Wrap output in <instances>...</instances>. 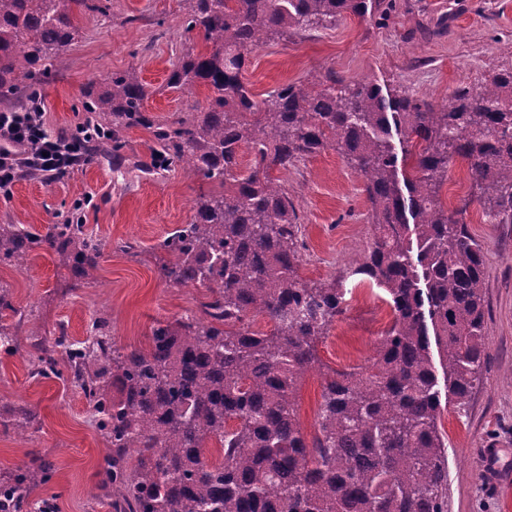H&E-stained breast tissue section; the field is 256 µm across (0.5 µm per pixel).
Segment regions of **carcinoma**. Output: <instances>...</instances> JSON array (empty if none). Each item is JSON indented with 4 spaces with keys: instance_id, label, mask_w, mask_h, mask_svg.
<instances>
[{
    "instance_id": "obj_1",
    "label": "carcinoma",
    "mask_w": 512,
    "mask_h": 512,
    "mask_svg": "<svg viewBox=\"0 0 512 512\" xmlns=\"http://www.w3.org/2000/svg\"><path fill=\"white\" fill-rule=\"evenodd\" d=\"M187 2L185 30L201 34L205 48L183 56L167 87L191 95L203 86L206 105L173 120L151 115L131 67L99 91L89 87L83 108L99 134L90 159L121 169L125 133L141 127L154 141L141 172L180 166L217 185L156 245L170 256L162 266L170 283L208 288V320L158 321L148 349L127 351L102 321L99 338L79 352L63 349V336L52 349L37 347V374L67 377L84 392L108 448L98 489L112 512H446L448 444L430 350L439 348L445 388L463 402L486 366L488 333L482 245L438 189L459 158L485 216L512 224V68L474 92L455 91L446 109L388 99L334 72L257 101L240 79L255 50L290 30L393 3ZM108 10L109 0H0V100L38 93L75 39L76 17ZM393 127L405 137L400 157ZM243 147L255 156L246 170ZM328 148L364 178L373 241L348 275L305 282L302 224L273 172ZM400 159L411 161L413 177L399 180ZM44 245L71 259L81 280L99 269L105 248L79 215L44 234L0 224V265L23 266ZM352 277L382 291L393 320L371 366L325 374L309 440L298 392L318 363V343L345 312ZM253 313L273 330L252 329ZM49 478L44 464L17 468L0 482V512H21Z\"/></svg>"
}]
</instances>
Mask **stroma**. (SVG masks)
<instances>
[{
    "label": "stroma",
    "instance_id": "35a3bbf8",
    "mask_svg": "<svg viewBox=\"0 0 512 512\" xmlns=\"http://www.w3.org/2000/svg\"><path fill=\"white\" fill-rule=\"evenodd\" d=\"M110 17L83 23L79 37L53 63L54 78L40 94L49 134L72 136L83 126V91L93 82L138 68L149 95L147 112L168 119L206 103L207 91H171L167 79L184 54L202 50L198 33L186 32V0H111ZM512 67V0H395L387 16L347 15L325 29L302 31L251 54L241 80L256 99L286 84L327 72L344 82L379 86L383 94L446 106L453 92L479 89ZM305 228L299 269L307 282L341 277L368 250L373 229L362 174L333 149L314 154L281 176ZM200 178L182 170L154 176L113 172L91 161L45 183L24 176L10 198H0V224L37 231L60 224L83 204L89 231L107 241L131 240L137 255L106 252L90 284L74 282L62 257L45 248L24 267H0V288L19 314L10 318L16 348L0 350V480L39 460L52 468L22 512L52 499L56 512H110L96 485L106 444L94 427L79 389L34 375L36 345L52 346L59 327L76 340L92 320L105 318L117 347L144 348L159 320L202 316L208 291L176 286L161 271L156 244L190 221ZM439 199L458 209L483 245L488 362L466 404L445 396L438 420L448 439L447 512H506L512 484V224L485 217L465 162L454 161ZM393 314L379 289L352 287L346 311L319 342V363L299 393V419L313 435L325 373L370 366ZM34 417L27 437L9 426L13 410Z\"/></svg>",
    "mask_w": 512,
    "mask_h": 512
}]
</instances>
